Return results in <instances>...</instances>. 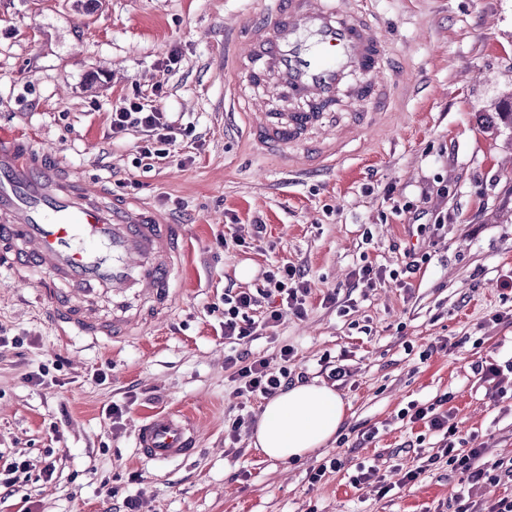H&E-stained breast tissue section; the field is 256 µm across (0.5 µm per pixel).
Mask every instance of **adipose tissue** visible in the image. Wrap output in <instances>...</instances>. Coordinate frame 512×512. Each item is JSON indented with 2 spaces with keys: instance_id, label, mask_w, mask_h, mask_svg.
<instances>
[{
  "instance_id": "obj_1",
  "label": "adipose tissue",
  "mask_w": 512,
  "mask_h": 512,
  "mask_svg": "<svg viewBox=\"0 0 512 512\" xmlns=\"http://www.w3.org/2000/svg\"><path fill=\"white\" fill-rule=\"evenodd\" d=\"M345 418V403L333 387L293 385L264 404L254 445L274 460L299 459L333 441Z\"/></svg>"
}]
</instances>
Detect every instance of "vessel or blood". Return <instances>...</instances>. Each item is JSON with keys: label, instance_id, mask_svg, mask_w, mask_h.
<instances>
[{"label": "vessel or blood", "instance_id": "obj_1", "mask_svg": "<svg viewBox=\"0 0 512 512\" xmlns=\"http://www.w3.org/2000/svg\"><path fill=\"white\" fill-rule=\"evenodd\" d=\"M350 0H259L246 19L244 40L234 41L227 83L247 75L257 88L275 95L279 112H263L254 101L234 103L262 152L278 157L284 168L304 157L307 170L335 154L334 142H306L339 92L361 110L343 127L344 138H360L375 128L388 97L353 72L375 75L391 60L389 43L365 5ZM302 143V154L291 153ZM103 188H90L60 172L50 154L12 136L0 137V270L14 284L34 285L62 336L114 339L128 333L132 299L169 309L175 266L185 250V225L171 224L134 201L100 202ZM41 273L30 281L29 272ZM112 296V320H100L96 298ZM197 428L179 414H164L141 425L137 455L166 463L189 456Z\"/></svg>", "mask_w": 512, "mask_h": 512}]
</instances>
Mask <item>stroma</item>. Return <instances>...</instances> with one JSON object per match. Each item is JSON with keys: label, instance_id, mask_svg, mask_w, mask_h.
<instances>
[{"label": "stroma", "instance_id": "stroma-1", "mask_svg": "<svg viewBox=\"0 0 512 512\" xmlns=\"http://www.w3.org/2000/svg\"><path fill=\"white\" fill-rule=\"evenodd\" d=\"M370 6L394 53L378 83L396 106L386 126L345 145L339 166L290 176L227 115L234 96L254 95L224 78V30L243 23L244 0H0V129L185 225L190 243L172 309L107 345L59 336L32 289L0 283V449L57 460L52 479L17 483L0 512H124L128 497L139 512H454L461 482L446 464L396 485L438 442L398 411L443 396L459 437L477 436L487 460L512 457V399L494 401L472 371L512 359V128L496 115L512 105V0ZM126 100L171 113L189 136L168 159L140 164L144 132L111 131ZM411 206L427 257L412 273ZM286 263L310 284L308 312L251 352L272 359L292 345L290 370L309 383L340 358L351 371L337 388L348 411L335 442L297 461L252 446L264 401L240 407L224 366L234 349L225 290L260 288ZM366 263L387 278L352 289ZM114 402L129 407L117 430L103 414ZM244 412L229 435L225 421ZM168 413L197 423L194 454L140 463L137 428ZM336 456L378 466L394 490L378 498L341 472L311 484L312 469Z\"/></svg>", "mask_w": 512, "mask_h": 512}]
</instances>
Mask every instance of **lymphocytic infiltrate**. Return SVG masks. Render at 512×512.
I'll use <instances>...</instances> for the list:
<instances>
[{
    "label": "lymphocytic infiltrate",
    "instance_id": "f902f5d3",
    "mask_svg": "<svg viewBox=\"0 0 512 512\" xmlns=\"http://www.w3.org/2000/svg\"><path fill=\"white\" fill-rule=\"evenodd\" d=\"M142 129L149 137L155 138L157 149L142 148V160L152 161L166 157V145L176 140L175 131L165 113L156 109L147 110L136 102H123L112 110V131L119 134L128 128ZM266 285L258 293L228 291L224 294V337L237 343H247L256 339L260 332L277 327L283 317H304L307 313L306 302L311 292L300 268L286 264L265 275ZM278 298L277 306L267 310L262 320L251 319L248 309L258 306L261 300ZM295 350L290 345H283L280 358L283 362L278 371H270L265 359L249 357L241 352L227 356L226 365L232 371L231 379L236 384L235 393L244 399L268 398L287 384L291 372L288 362L293 361ZM400 420L417 424L428 431L440 435V445L435 454L428 456L423 464L404 472L401 485L415 484L426 469L433 467L439 460H446L450 471L460 474L463 491L456 497L455 512H512V494H507L484 502L477 501L476 495L488 485H498L502 478L512 479V458L497 459L486 462L484 445L466 446L464 440L457 436V427L453 415L444 410L442 401L430 404L409 403L399 411ZM348 469V480L353 488L374 487L378 496H386L390 485L385 484L379 476L377 467L362 463L348 466L346 460L334 457L320 465L310 475L311 482L322 480L327 471Z\"/></svg>",
    "mask_w": 512,
    "mask_h": 512
}]
</instances>
